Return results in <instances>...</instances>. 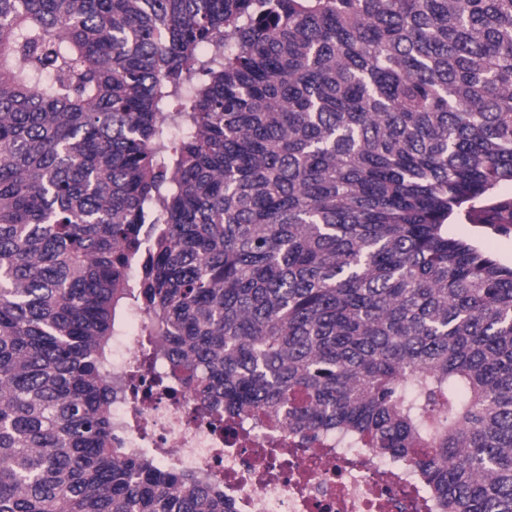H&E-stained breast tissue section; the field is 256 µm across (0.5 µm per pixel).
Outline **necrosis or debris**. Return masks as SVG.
I'll list each match as a JSON object with an SVG mask.
<instances>
[{
    "label": "necrosis or debris",
    "mask_w": 512,
    "mask_h": 512,
    "mask_svg": "<svg viewBox=\"0 0 512 512\" xmlns=\"http://www.w3.org/2000/svg\"><path fill=\"white\" fill-rule=\"evenodd\" d=\"M130 320L112 339L114 433L163 467L221 482L227 512H440L411 462L377 454L364 439L324 433L310 442L249 417L216 424L190 390H163L167 364L148 354L156 342L148 316L135 307Z\"/></svg>",
    "instance_id": "necrosis-or-debris-1"
}]
</instances>
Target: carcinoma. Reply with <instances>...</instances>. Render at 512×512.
I'll return each mask as SVG.
<instances>
[{
	"label": "carcinoma",
	"instance_id": "carcinoma-1",
	"mask_svg": "<svg viewBox=\"0 0 512 512\" xmlns=\"http://www.w3.org/2000/svg\"><path fill=\"white\" fill-rule=\"evenodd\" d=\"M507 185L512 0H0V512H225L112 432L132 304L217 421L512 512V264L448 232Z\"/></svg>",
	"mask_w": 512,
	"mask_h": 512
}]
</instances>
